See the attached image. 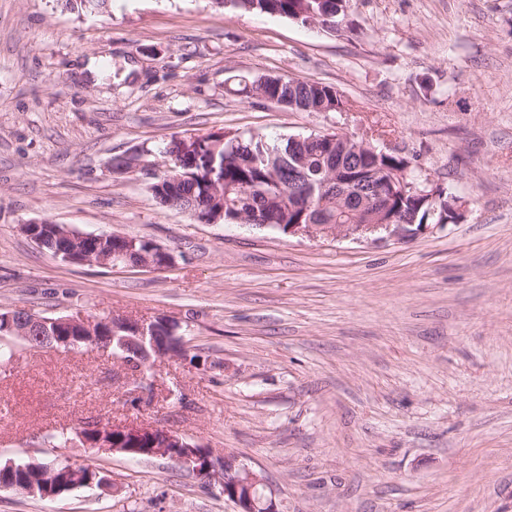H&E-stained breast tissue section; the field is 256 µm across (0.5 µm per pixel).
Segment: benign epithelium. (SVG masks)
<instances>
[{"instance_id": "1", "label": "benign epithelium", "mask_w": 512, "mask_h": 512, "mask_svg": "<svg viewBox=\"0 0 512 512\" xmlns=\"http://www.w3.org/2000/svg\"><path fill=\"white\" fill-rule=\"evenodd\" d=\"M330 142L338 141L344 152L356 154L366 152L370 154L385 153V150L376 149L367 139L361 141L343 131H336V136L329 137ZM394 224H289L280 225L286 233L292 235H306L317 231L326 237L349 236L354 234H371L378 231L396 233L405 229L407 219L394 217ZM58 237L66 240L57 252L63 260L71 262L75 259L83 263L98 265H114L126 261L141 267L161 268L173 262V256L160 245L148 239L128 238L108 233H83L67 226H58ZM111 246H105L106 242ZM100 321L88 319L83 316H59L48 318L28 309H14L0 316V330L13 339L25 342L39 343L41 347L55 345L72 348L99 349L112 346L111 341L101 337ZM134 328V335L119 337V345L138 350H152L159 357L175 358L183 354V347L176 350L167 348L158 343L155 322H138L128 319H112V329L126 330ZM84 429L97 433L98 439L90 446L99 452L121 453L125 451L122 444L106 439L110 432L123 435L142 436L146 433L159 434L161 443L150 449L152 457H168L176 460L189 472L205 482H218L224 496L233 501L237 512H277L276 502L265 495L260 487L264 481L260 475L251 471L239 459L226 453L218 458L210 453L205 455L198 450V445L188 441L179 434L150 425H126L116 428L110 424H88ZM16 469L14 465L0 468V488H12L30 495L41 494L44 498L52 497L50 483H38V477L29 476L23 483L10 480L11 473ZM92 469L77 464H70L66 469L68 478L74 486L90 488L93 483L85 481L86 475Z\"/></svg>"}]
</instances>
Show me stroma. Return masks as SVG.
I'll return each mask as SVG.
<instances>
[{"mask_svg":"<svg viewBox=\"0 0 512 512\" xmlns=\"http://www.w3.org/2000/svg\"><path fill=\"white\" fill-rule=\"evenodd\" d=\"M341 35L212 0H0V310L175 323L134 399L112 350L0 366V467L91 464L107 485L0 489V512H236L177 462L48 435L150 424L260 473L278 512H512V0H356ZM319 82L352 112H293L241 78ZM342 130L467 203L458 224L326 238L202 224L149 185L175 137ZM137 155L120 173L112 161ZM48 219L145 238L151 269L74 264Z\"/></svg>","mask_w":512,"mask_h":512,"instance_id":"35a3bbf8","label":"stroma"}]
</instances>
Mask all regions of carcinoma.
Segmentation results:
<instances>
[{
  "label": "carcinoma",
  "mask_w": 512,
  "mask_h": 512,
  "mask_svg": "<svg viewBox=\"0 0 512 512\" xmlns=\"http://www.w3.org/2000/svg\"><path fill=\"white\" fill-rule=\"evenodd\" d=\"M353 0H232L231 6L242 12H255L285 17L303 25L310 20H327L330 31L343 32ZM264 95L277 99L296 112H336L348 104L332 86L293 78L272 77L259 84ZM216 180H224V203L215 201L208 193L207 181L198 177L185 179L177 185L157 180L150 184L153 196L162 206L170 198L182 200L189 214H216L224 211L222 223L231 222L234 214H245L274 224H363L388 219L394 213L411 216L416 226L435 224L434 210L450 211V194L430 200L416 194L402 196L387 191L381 207L368 211L357 219L349 215L351 203L358 201L371 185L388 179L394 170L406 166V159L389 154L376 158L371 155L350 154L345 157L350 168L357 172L348 175L337 191L323 187L326 169L336 166V147L322 134H310L303 142L286 140L283 146H272L260 137L231 134L218 151ZM314 194L312 206L304 208L306 197ZM131 371L139 373L138 388L152 391L150 369L137 353L119 351ZM67 464L51 466L54 473L53 490H71L65 479Z\"/></svg>",
  "instance_id": "1"
}]
</instances>
